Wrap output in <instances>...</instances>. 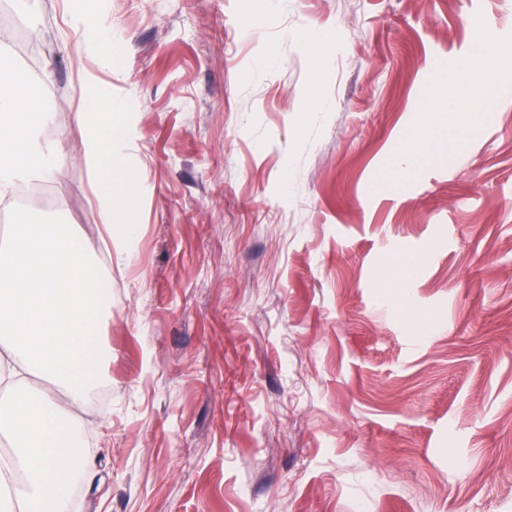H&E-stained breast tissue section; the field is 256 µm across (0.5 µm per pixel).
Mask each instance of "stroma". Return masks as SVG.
I'll list each match as a JSON object with an SVG mask.
<instances>
[{"label":"stroma","instance_id":"stroma-1","mask_svg":"<svg viewBox=\"0 0 512 512\" xmlns=\"http://www.w3.org/2000/svg\"><path fill=\"white\" fill-rule=\"evenodd\" d=\"M104 5L110 69L65 0H15L60 177L55 204L0 209V245L69 224L112 279L77 512H512V68L402 172L423 98L512 47V0ZM89 72L132 179L108 234Z\"/></svg>","mask_w":512,"mask_h":512}]
</instances>
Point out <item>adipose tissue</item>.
<instances>
[{"instance_id": "1", "label": "adipose tissue", "mask_w": 512, "mask_h": 512, "mask_svg": "<svg viewBox=\"0 0 512 512\" xmlns=\"http://www.w3.org/2000/svg\"><path fill=\"white\" fill-rule=\"evenodd\" d=\"M69 11L82 26L87 53L99 57L111 48L112 22L99 6L70 0ZM465 64L476 76L469 96L477 102L496 89L500 68L512 64V49L489 39L481 52L466 56ZM84 85L78 111L83 156L105 181L95 199L108 229L126 221L129 181L104 171L112 157V96L95 77H87ZM422 110L428 120L404 148L411 158L432 142L438 113H447L455 125L468 121L452 82ZM51 119L41 109L35 86L0 54L1 206L11 205L20 185L56 177V148L37 139ZM109 297L76 231L61 233L27 221L0 250V376L14 386L0 398V436L14 443L11 454L0 456V503L6 512H70L72 484L88 466L71 409L83 403L97 381L96 363H84L83 355ZM36 370L52 380L54 391L25 389V376Z\"/></svg>"}]
</instances>
